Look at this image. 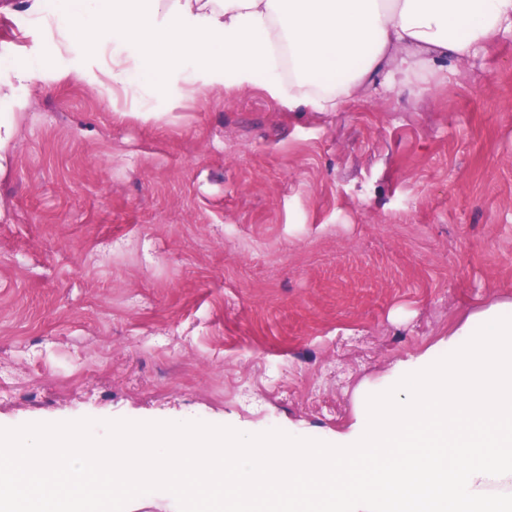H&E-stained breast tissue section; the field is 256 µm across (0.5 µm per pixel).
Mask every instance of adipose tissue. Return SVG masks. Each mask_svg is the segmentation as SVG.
I'll use <instances>...</instances> for the list:
<instances>
[{"label":"adipose tissue","instance_id":"obj_1","mask_svg":"<svg viewBox=\"0 0 512 512\" xmlns=\"http://www.w3.org/2000/svg\"><path fill=\"white\" fill-rule=\"evenodd\" d=\"M57 50L81 40L103 63L44 71L0 63V107L21 108L36 78L95 82L107 94L135 76L192 99L224 73L225 90L261 87L288 110L335 112L366 89L388 91L419 70L452 64L512 32V0H26Z\"/></svg>","mask_w":512,"mask_h":512}]
</instances>
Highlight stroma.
<instances>
[{
  "label": "stroma",
  "instance_id": "stroma-1",
  "mask_svg": "<svg viewBox=\"0 0 512 512\" xmlns=\"http://www.w3.org/2000/svg\"><path fill=\"white\" fill-rule=\"evenodd\" d=\"M57 54L0 0V61ZM0 170V428L245 424L328 440L360 383L512 296V38L335 112L23 89ZM151 116L139 115L140 106Z\"/></svg>",
  "mask_w": 512,
  "mask_h": 512
}]
</instances>
